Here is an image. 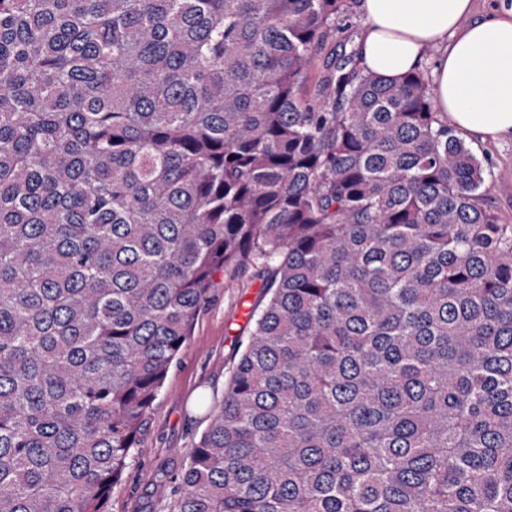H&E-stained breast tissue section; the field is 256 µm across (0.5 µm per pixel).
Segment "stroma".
<instances>
[{
	"label": "stroma",
	"instance_id": "stroma-1",
	"mask_svg": "<svg viewBox=\"0 0 512 512\" xmlns=\"http://www.w3.org/2000/svg\"><path fill=\"white\" fill-rule=\"evenodd\" d=\"M490 176L482 203L512 224V138H465ZM259 264L225 268L174 358L124 481L113 487L108 512H170L171 490L209 423L253 329L252 308L267 299Z\"/></svg>",
	"mask_w": 512,
	"mask_h": 512
}]
</instances>
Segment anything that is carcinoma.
I'll list each match as a JSON object with an SVG mask.
<instances>
[{
	"label": "carcinoma",
	"instance_id": "obj_1",
	"mask_svg": "<svg viewBox=\"0 0 512 512\" xmlns=\"http://www.w3.org/2000/svg\"><path fill=\"white\" fill-rule=\"evenodd\" d=\"M357 2L0 0V512H108L243 260L172 512H512V224Z\"/></svg>",
	"mask_w": 512,
	"mask_h": 512
}]
</instances>
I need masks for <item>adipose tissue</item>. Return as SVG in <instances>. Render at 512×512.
Returning a JSON list of instances; mask_svg holds the SVG:
<instances>
[{
    "label": "adipose tissue",
    "instance_id": "ef3b65f1",
    "mask_svg": "<svg viewBox=\"0 0 512 512\" xmlns=\"http://www.w3.org/2000/svg\"><path fill=\"white\" fill-rule=\"evenodd\" d=\"M365 68L397 78L438 51L433 92L453 127L482 139L512 137V7L472 21L473 0H360Z\"/></svg>",
    "mask_w": 512,
    "mask_h": 512
}]
</instances>
